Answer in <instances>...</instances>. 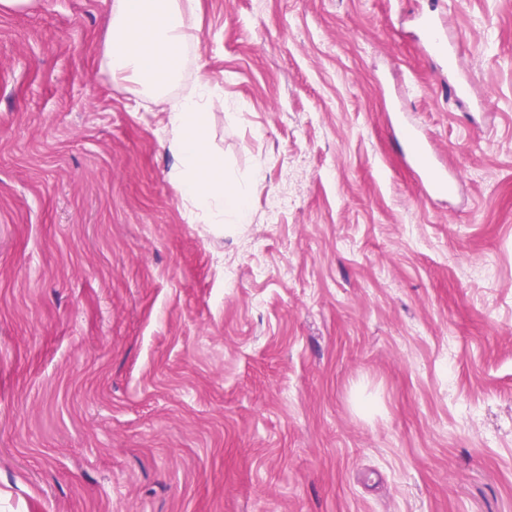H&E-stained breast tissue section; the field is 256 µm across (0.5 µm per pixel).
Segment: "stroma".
<instances>
[{"label":"stroma","mask_w":512,"mask_h":512,"mask_svg":"<svg viewBox=\"0 0 512 512\" xmlns=\"http://www.w3.org/2000/svg\"><path fill=\"white\" fill-rule=\"evenodd\" d=\"M109 2L0 12V512H512V0H200L150 105L102 68ZM201 75L246 224L172 177ZM425 32L421 51L427 57L438 55L448 65V91L455 101L463 102L471 95V82L467 75H455L457 66L455 42L446 41V25L436 16H426L422 20ZM449 75H453L449 78ZM402 144L405 155L416 169L426 194L448 192L454 189V182L432 161L429 150L423 144L420 131L410 125L401 124Z\"/></svg>","instance_id":"obj_1"}]
</instances>
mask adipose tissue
Listing matches in <instances>:
<instances>
[{
	"instance_id": "adipose-tissue-1",
	"label": "adipose tissue",
	"mask_w": 512,
	"mask_h": 512,
	"mask_svg": "<svg viewBox=\"0 0 512 512\" xmlns=\"http://www.w3.org/2000/svg\"><path fill=\"white\" fill-rule=\"evenodd\" d=\"M198 0H112L103 60L113 82L132 85L146 97L165 95L182 77L184 56L198 41ZM224 98L209 78L186 96L169 101L165 122L179 166L174 177L190 203L192 219L205 224L250 221L247 191L224 182V159L208 144V112Z\"/></svg>"
}]
</instances>
